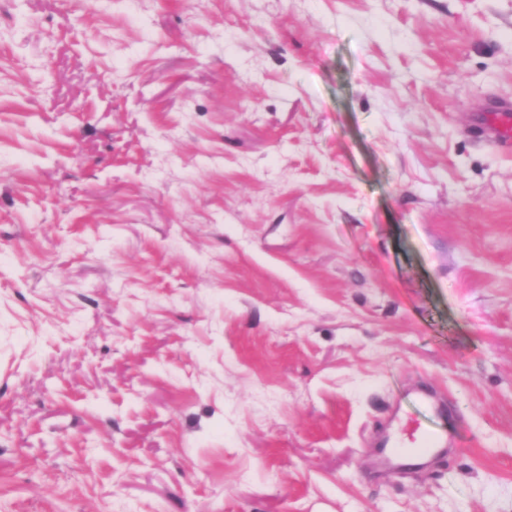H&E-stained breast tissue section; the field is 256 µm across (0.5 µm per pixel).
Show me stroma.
<instances>
[{
  "instance_id": "35a3bbf8",
  "label": "stroma",
  "mask_w": 512,
  "mask_h": 512,
  "mask_svg": "<svg viewBox=\"0 0 512 512\" xmlns=\"http://www.w3.org/2000/svg\"><path fill=\"white\" fill-rule=\"evenodd\" d=\"M498 101L512 0H0V512H512ZM487 139L499 147L512 146V105L497 104L477 115ZM451 443L446 427H424L417 423L407 440L387 437L381 451L380 463L388 468L394 467L397 460H403L407 465H420L446 451Z\"/></svg>"
}]
</instances>
